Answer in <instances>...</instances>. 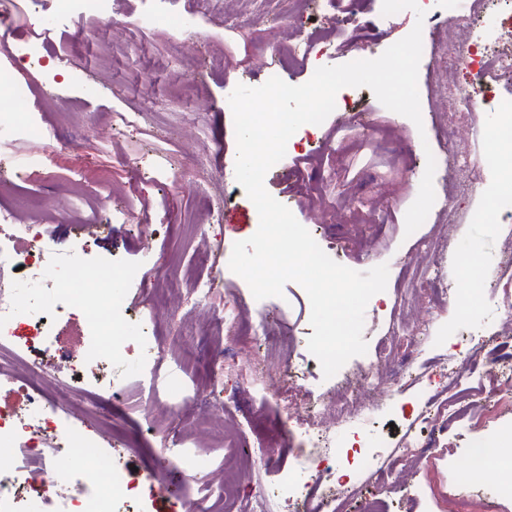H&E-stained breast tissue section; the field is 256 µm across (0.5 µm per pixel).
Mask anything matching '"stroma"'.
Returning a JSON list of instances; mask_svg holds the SVG:
<instances>
[{
	"mask_svg": "<svg viewBox=\"0 0 512 512\" xmlns=\"http://www.w3.org/2000/svg\"><path fill=\"white\" fill-rule=\"evenodd\" d=\"M381 7L382 0H356L349 9L338 0H312L304 13L295 0H222L221 13L205 18L188 14V0H121L117 20L105 23L76 5L62 11L56 0H0L7 40L42 45L39 57H10L0 66L25 90L0 98V113L41 126L48 151L45 166L29 170L28 141L18 128L0 127V213L38 225L60 257H72L79 240L87 263L119 273L136 266L162 273L142 280L120 274L112 282L130 311L129 335L144 337L147 349L160 356L145 368L133 359L121 366L130 399L140 388L157 389L151 418L129 402L112 405L84 368L63 381L56 406L59 415L99 436L114 466L147 474L152 462L146 451L165 429L196 465L194 481L179 488V497L214 498L225 471L257 444L252 420L259 411L249 404L256 385L243 365L247 350H240L241 367L225 373L222 385L209 380L208 354L223 343L224 330L208 309L189 301L203 275L213 277L225 298L239 300L244 322L261 315L283 330L280 354H294L306 368L288 383L292 409L355 381L386 339L392 344V357L382 366L387 373L408 352L427 364L474 337L494 336L512 346V320L498 307L503 290H512V208L503 207L494 219L483 213L484 198L498 181L486 160L484 135L499 114L428 104L434 89L462 79L448 66L447 45L467 36L437 23L443 0H428L421 20L409 9L385 16ZM169 14L186 16L181 33L164 24ZM227 15L242 20L239 31H226ZM418 22L425 39L418 70L422 126L386 109L369 88H357L355 109L331 113L324 122L328 128L352 125L353 134L329 143L302 139L313 161L298 171L288 154L265 176L267 191L316 233L334 261L360 272L383 263L389 268L386 291L365 311L366 354L327 379L307 347L313 330L305 290L290 282L282 297L258 300L229 268L234 243L256 232L259 217L233 173L237 144L224 100L236 85L264 84L276 68L288 84L307 82L312 63L281 65L298 35L332 33L346 42V51L323 58V65L332 66L356 53L380 56ZM423 139L429 142L425 151L419 147ZM430 151L467 152L473 173L465 178L437 167L435 203L409 235L405 213L418 195ZM215 201L223 220L212 226L208 205ZM120 210L126 220H113ZM206 249L218 257L209 268L200 264ZM466 256L475 259V274L486 286L463 308L446 290L469 282L471 273L461 263ZM53 330L57 346L32 351L17 366L36 388L41 382L29 376V365L53 360L58 346L75 355L81 351L83 325L58 313ZM420 396L416 385L397 401L366 394L355 405L370 416L360 440L364 452L392 466L394 484L383 496L387 512H452L467 497L480 498L494 512H512L496 467L475 478L468 467L472 439H512L511 412L484 428L463 419L453 426L449 445L390 462L391 449L401 447L413 425L412 407Z\"/></svg>",
	"mask_w": 512,
	"mask_h": 512,
	"instance_id": "obj_1",
	"label": "stroma"
}]
</instances>
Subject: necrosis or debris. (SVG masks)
Instances as JSON below:
<instances>
[{
	"label": "necrosis or debris",
	"mask_w": 512,
	"mask_h": 512,
	"mask_svg": "<svg viewBox=\"0 0 512 512\" xmlns=\"http://www.w3.org/2000/svg\"><path fill=\"white\" fill-rule=\"evenodd\" d=\"M503 47L486 58L483 52L448 46V63L462 66L466 81L449 84L445 97L457 112L497 109L501 121L486 134L487 142L512 183V102H501L495 94L498 76L512 71V15L495 34ZM24 262L29 277H38L45 268H52L57 285L52 305L75 319L82 320V361L90 366L111 363L115 357L128 356L141 345V339L126 332L125 312L112 294V271L105 267L86 268L82 277H75L70 263L56 261L51 255L41 230L33 224L13 223L11 215L0 218V269ZM194 303L216 308L219 319L230 325L229 347L209 356L212 381H220L233 365V349L247 343L271 348L273 338L262 323L246 331L234 327L238 303L223 300L212 278L198 281ZM49 305V306H52ZM49 306L28 302L20 289L0 285V383H17L15 366L27 352L45 345L52 335ZM486 348L482 339L472 340L469 347L449 348L433 365L422 367L419 375H411L409 364H402L390 377L382 380L375 364H368L359 379L363 390L384 389L387 395L405 392L409 378H416L424 387V401L419 418L429 423L433 433L450 432L463 415L462 401L473 392L471 377L465 376L463 364L475 362ZM350 394L341 399H324L317 403L316 413L296 417V429L303 438L299 447L289 449L287 459L292 468L306 473L307 481L299 493L301 512H340V505L359 489L357 477L366 471L367 462L354 469V478H336V426L344 424L353 434H360L364 417L352 413ZM336 415L337 424L318 420V412ZM256 425L262 444L252 449L253 464L224 484V494L240 497L266 475L279 461L276 449L285 439L281 420L257 417ZM0 446L12 452L14 466L0 472V512H25L29 502H36L38 512H112L115 498L135 500L152 498L164 482L185 483L191 465L184 453H174L166 443L149 449L148 454L159 468L158 476L135 479L112 466L104 458L95 440L89 438L70 421L56 414L51 397L37 392L28 395L17 410L0 413ZM68 449L70 464L62 469L53 458L61 449Z\"/></svg>",
	"instance_id": "1"
}]
</instances>
